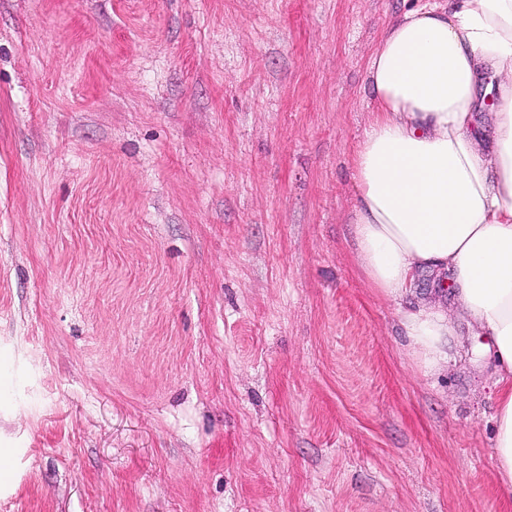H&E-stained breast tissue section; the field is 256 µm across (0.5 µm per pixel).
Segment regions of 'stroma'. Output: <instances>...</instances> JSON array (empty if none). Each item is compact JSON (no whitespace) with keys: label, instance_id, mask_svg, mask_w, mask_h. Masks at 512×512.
Wrapping results in <instances>:
<instances>
[{"label":"stroma","instance_id":"35a3bbf8","mask_svg":"<svg viewBox=\"0 0 512 512\" xmlns=\"http://www.w3.org/2000/svg\"><path fill=\"white\" fill-rule=\"evenodd\" d=\"M408 6L0 0V512H512L350 242Z\"/></svg>","mask_w":512,"mask_h":512}]
</instances>
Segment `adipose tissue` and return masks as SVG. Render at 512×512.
<instances>
[{
	"mask_svg": "<svg viewBox=\"0 0 512 512\" xmlns=\"http://www.w3.org/2000/svg\"><path fill=\"white\" fill-rule=\"evenodd\" d=\"M373 120L352 157L350 224L363 277L383 296L426 272L451 296L497 370L495 468L512 499V0H427L383 30L368 64ZM495 93L488 127L482 92ZM410 358L446 369L457 328L440 306L403 309Z\"/></svg>",
	"mask_w": 512,
	"mask_h": 512,
	"instance_id": "1",
	"label": "adipose tissue"
}]
</instances>
